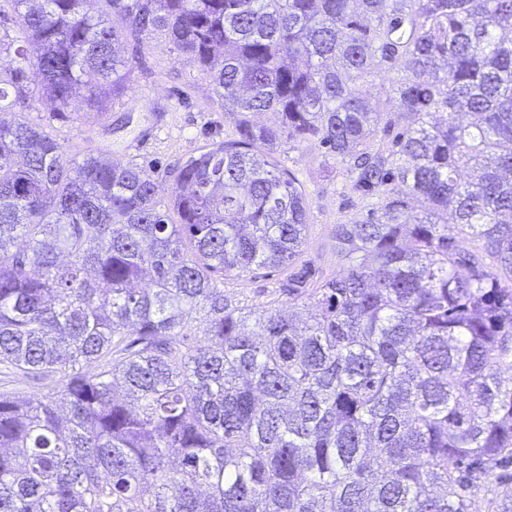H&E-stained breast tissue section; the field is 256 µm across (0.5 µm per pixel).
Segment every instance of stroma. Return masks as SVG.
<instances>
[{"label": "stroma", "instance_id": "obj_1", "mask_svg": "<svg viewBox=\"0 0 512 512\" xmlns=\"http://www.w3.org/2000/svg\"><path fill=\"white\" fill-rule=\"evenodd\" d=\"M124 52L132 72L125 90L108 102L104 116H92L78 103L57 111L32 77L26 98L4 109L23 113L30 125L61 145L68 160L82 161L91 152L118 166L133 162L153 167L159 198L166 202L176 188L177 165L205 145L232 138L235 123L224 110L223 98L165 31L139 40L125 38ZM406 75L403 66L381 65L362 81L376 112L368 141L371 151L389 146L407 124L394 93ZM274 156L296 176L311 203L300 264L318 281L343 275L362 256L338 252L336 227L378 208L380 195L352 193L345 165L318 144L284 141L275 147ZM282 280L281 273L262 268L244 277H225L224 293L248 306L284 305L288 297L280 290ZM64 385L60 377L42 382L0 372V393L19 400L47 396Z\"/></svg>", "mask_w": 512, "mask_h": 512}]
</instances>
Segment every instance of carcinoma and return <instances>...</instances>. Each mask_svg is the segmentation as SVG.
Segmentation results:
<instances>
[{
  "instance_id": "1",
  "label": "carcinoma",
  "mask_w": 512,
  "mask_h": 512,
  "mask_svg": "<svg viewBox=\"0 0 512 512\" xmlns=\"http://www.w3.org/2000/svg\"><path fill=\"white\" fill-rule=\"evenodd\" d=\"M14 2L0 102L33 70L100 115L132 71L123 33L162 29L237 137L182 162L163 204L151 169L72 163L0 115V364L66 379L0 394V512H471L483 487L512 512V0H108L123 32L86 0ZM380 62L408 71L388 154L365 148L358 85ZM284 136L384 194L336 225L364 261L311 288ZM261 268L320 311L298 324L214 278Z\"/></svg>"
}]
</instances>
